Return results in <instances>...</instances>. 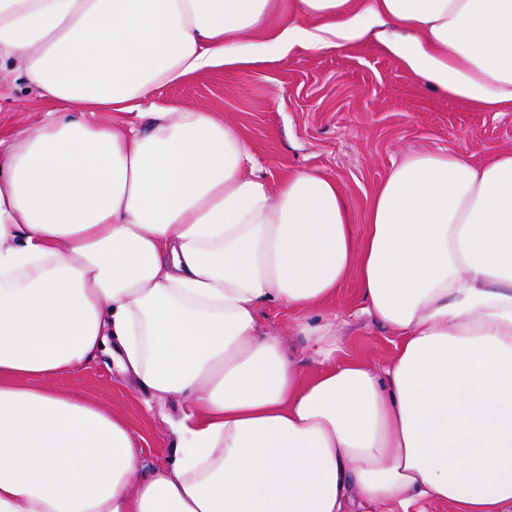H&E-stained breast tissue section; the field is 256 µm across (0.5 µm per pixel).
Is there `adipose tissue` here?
Segmentation results:
<instances>
[{
	"label": "adipose tissue",
	"mask_w": 512,
	"mask_h": 512,
	"mask_svg": "<svg viewBox=\"0 0 512 512\" xmlns=\"http://www.w3.org/2000/svg\"><path fill=\"white\" fill-rule=\"evenodd\" d=\"M278 9L0 0V87L84 112L0 133V512L512 507V152L406 156L360 242L332 180L259 173L216 113L126 120L190 73L365 41L449 98L512 106V0H291L259 38ZM354 269L360 313L400 339L382 367L322 312ZM102 354L185 399L165 470H145L119 417L46 386ZM263 325L268 329H273L282 332L285 340L286 350L288 352V345L291 351L298 359V363L308 368V359L303 355V343L298 336H289L288 334V318L287 315L279 309H265L262 318Z\"/></svg>",
	"instance_id": "adipose-tissue-1"
}]
</instances>
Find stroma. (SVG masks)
Instances as JSON below:
<instances>
[{
  "mask_svg": "<svg viewBox=\"0 0 512 512\" xmlns=\"http://www.w3.org/2000/svg\"><path fill=\"white\" fill-rule=\"evenodd\" d=\"M193 108L224 117L245 139L262 173L275 177L314 170L333 180L346 201L356 235H363L373 196L393 164L415 151L451 150L473 163L512 151V108L487 112L441 96L417 81L380 45L340 49L295 48L287 57L253 68L193 73L157 90L141 111ZM63 106L37 97L19 82L0 92V129L36 125ZM361 292L350 276L328 304L349 318L342 332L348 353L380 364L397 339L357 316ZM52 388L86 396L125 420L146 470L167 468L176 437L170 423L181 397L144 411L148 391L98 361L51 378Z\"/></svg>",
  "mask_w": 512,
  "mask_h": 512,
  "instance_id": "obj_1",
  "label": "stroma"
}]
</instances>
